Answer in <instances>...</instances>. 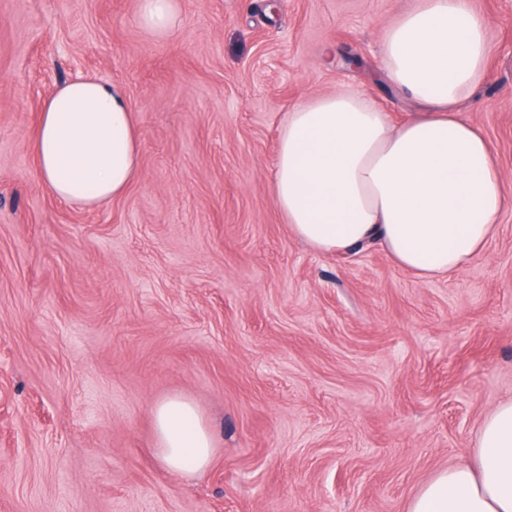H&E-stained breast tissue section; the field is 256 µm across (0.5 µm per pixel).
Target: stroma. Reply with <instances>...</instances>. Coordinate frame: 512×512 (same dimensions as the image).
<instances>
[{"mask_svg":"<svg viewBox=\"0 0 512 512\" xmlns=\"http://www.w3.org/2000/svg\"><path fill=\"white\" fill-rule=\"evenodd\" d=\"M180 2L168 41L136 0H0V512H407L512 398V0H472L489 78L462 107L506 205L431 280L374 245L313 251L272 183L308 97L412 112L379 55L413 0ZM84 75L125 92L141 144L140 178L91 209L48 194L30 150ZM169 396L215 436L192 479L156 457Z\"/></svg>","mask_w":512,"mask_h":512,"instance_id":"obj_1","label":"stroma"}]
</instances>
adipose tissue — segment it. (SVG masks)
<instances>
[{
	"instance_id": "ef3b65f1",
	"label": "adipose tissue",
	"mask_w": 512,
	"mask_h": 512,
	"mask_svg": "<svg viewBox=\"0 0 512 512\" xmlns=\"http://www.w3.org/2000/svg\"><path fill=\"white\" fill-rule=\"evenodd\" d=\"M144 32L169 40L179 0H137ZM487 24L471 0H416L381 40L382 76L412 98L399 123L354 88L308 98L289 112L275 150L273 192L294 236L339 254L373 243L398 266L434 279L483 250L505 203L482 130L460 113L486 83ZM37 177L85 207L126 193L140 176L137 114L116 85L81 76L47 98L33 142ZM161 465L196 476L215 437L195 405L153 408ZM408 512H512V398L482 421L468 462L437 472Z\"/></svg>"
}]
</instances>
